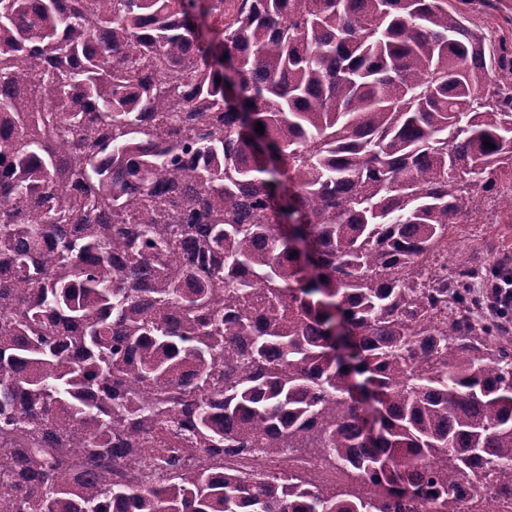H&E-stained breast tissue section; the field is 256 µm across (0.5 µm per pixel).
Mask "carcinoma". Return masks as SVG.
<instances>
[{"label": "carcinoma", "mask_w": 512, "mask_h": 512, "mask_svg": "<svg viewBox=\"0 0 512 512\" xmlns=\"http://www.w3.org/2000/svg\"><path fill=\"white\" fill-rule=\"evenodd\" d=\"M465 3L0 0V512L512 495L471 292L512 267L432 261L512 196V41ZM252 448L349 477L221 467Z\"/></svg>", "instance_id": "carcinoma-1"}]
</instances>
